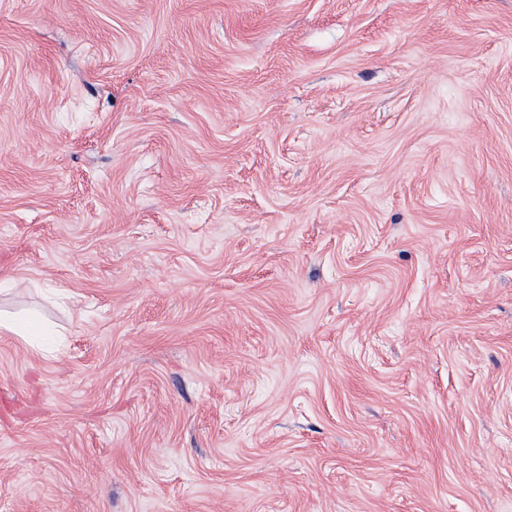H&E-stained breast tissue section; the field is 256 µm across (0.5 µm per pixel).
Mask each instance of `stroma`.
I'll list each match as a JSON object with an SVG mask.
<instances>
[{"mask_svg":"<svg viewBox=\"0 0 512 512\" xmlns=\"http://www.w3.org/2000/svg\"><path fill=\"white\" fill-rule=\"evenodd\" d=\"M0 512H512V0H0Z\"/></svg>","mask_w":512,"mask_h":512,"instance_id":"1","label":"stroma"}]
</instances>
